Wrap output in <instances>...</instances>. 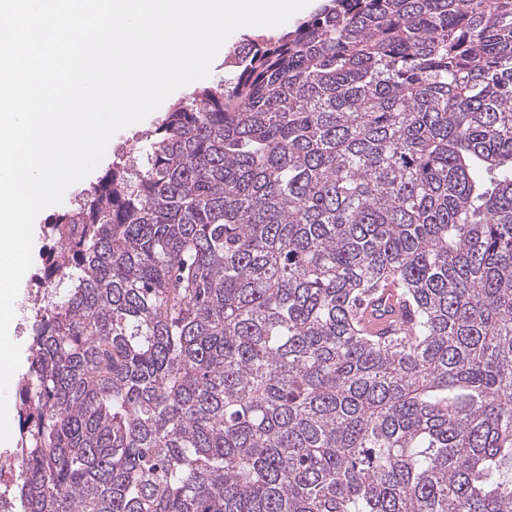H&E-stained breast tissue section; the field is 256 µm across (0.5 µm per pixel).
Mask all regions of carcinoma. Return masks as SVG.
Instances as JSON below:
<instances>
[{"label": "carcinoma", "instance_id": "carcinoma-1", "mask_svg": "<svg viewBox=\"0 0 512 512\" xmlns=\"http://www.w3.org/2000/svg\"><path fill=\"white\" fill-rule=\"evenodd\" d=\"M224 68L47 224L10 512H512V0ZM378 300L368 307L363 316V327L372 335H390L403 319L402 299L395 288L379 289Z\"/></svg>", "mask_w": 512, "mask_h": 512}]
</instances>
